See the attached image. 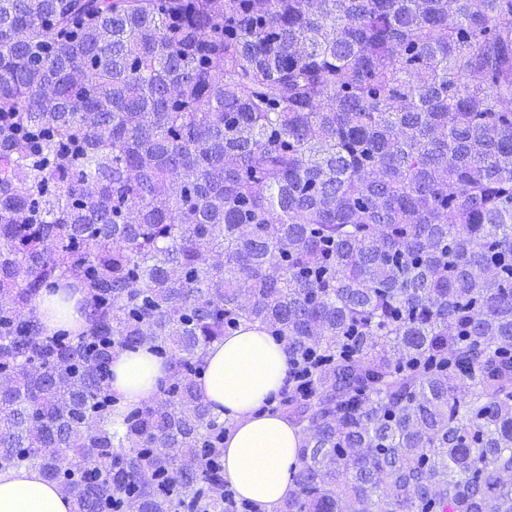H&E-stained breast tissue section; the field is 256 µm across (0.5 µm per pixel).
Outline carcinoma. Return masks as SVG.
I'll return each mask as SVG.
<instances>
[{
	"mask_svg": "<svg viewBox=\"0 0 512 512\" xmlns=\"http://www.w3.org/2000/svg\"><path fill=\"white\" fill-rule=\"evenodd\" d=\"M247 325L306 368L276 512H512V0H0V469L258 512L196 387ZM112 391L122 404H140L157 394V380L168 376L167 363L146 347L118 351L112 357Z\"/></svg>",
	"mask_w": 512,
	"mask_h": 512,
	"instance_id": "carcinoma-1",
	"label": "carcinoma"
}]
</instances>
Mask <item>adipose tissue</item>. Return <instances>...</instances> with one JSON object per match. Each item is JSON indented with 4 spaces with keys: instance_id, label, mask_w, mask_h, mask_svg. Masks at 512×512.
Returning <instances> with one entry per match:
<instances>
[{
    "instance_id": "adipose-tissue-1",
    "label": "adipose tissue",
    "mask_w": 512,
    "mask_h": 512,
    "mask_svg": "<svg viewBox=\"0 0 512 512\" xmlns=\"http://www.w3.org/2000/svg\"><path fill=\"white\" fill-rule=\"evenodd\" d=\"M291 359L284 344L259 327H243L213 342L196 380L214 416L227 421L224 479L260 512H275L293 488L299 435L285 417L265 411L267 399L287 385ZM112 390L125 404L157 394L167 363L142 347L112 357ZM0 512H70L69 500L39 470H0Z\"/></svg>"
}]
</instances>
